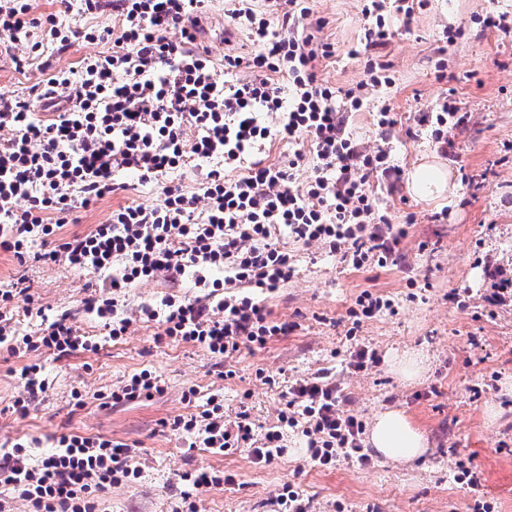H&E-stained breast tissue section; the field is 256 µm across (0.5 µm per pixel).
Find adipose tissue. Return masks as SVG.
Returning <instances> with one entry per match:
<instances>
[{
  "instance_id": "adipose-tissue-1",
  "label": "adipose tissue",
  "mask_w": 512,
  "mask_h": 512,
  "mask_svg": "<svg viewBox=\"0 0 512 512\" xmlns=\"http://www.w3.org/2000/svg\"><path fill=\"white\" fill-rule=\"evenodd\" d=\"M406 187L414 196L439 201L454 195L457 187L453 171L436 158H424L408 170ZM368 442L388 461L409 462L422 456L428 441L421 429L400 409L378 412L372 422Z\"/></svg>"
}]
</instances>
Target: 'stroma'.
<instances>
[{
  "mask_svg": "<svg viewBox=\"0 0 512 512\" xmlns=\"http://www.w3.org/2000/svg\"><path fill=\"white\" fill-rule=\"evenodd\" d=\"M367 4L311 0L313 14L300 24L315 42L334 47L332 57L315 61L320 79L345 90L364 87L366 104L353 114L349 132L365 149L391 147L401 169L432 152L464 175L455 195L440 203L415 197L402 182L373 183L389 223L408 226L398 246L404 264L355 271L321 247L284 240L296 275L265 304L274 319L298 322V329L220 361L191 342L156 343L155 326L137 319L142 303L198 296L191 279L173 285L160 276L127 289L120 302L132 324L123 340L112 343L82 310L84 298L101 291V281L62 264L22 265L0 251V289L24 278L41 305L70 313L99 344L60 360L44 351L18 356L0 349V445L31 439L32 463L69 432L135 446L140 478L101 493L100 512H178L179 476L200 467L236 476L235 485L198 490L201 512H275V497L286 484L311 500L313 512H471L478 500L492 512H512V303L489 305L484 275L490 262L512 268V37L487 24L498 17L512 23V0H413L410 21L390 17L395 38L369 52ZM229 7L228 0H209L202 18L201 41L218 65L225 55L252 51L245 31L225 35ZM370 58L386 65L391 85L364 86ZM447 95L467 121L441 144L414 118ZM385 103L398 114L387 137L376 116ZM366 289L393 299L397 311L366 321L357 334L378 351L380 364L346 374L340 354L349 345L347 310ZM405 350L430 357L418 381H403L390 369L392 356ZM31 363L42 365L50 387L22 417L12 404L22 391L18 371ZM145 369L161 381L163 394L101 404L100 394ZM321 370L338 373L345 411L364 422L386 408L404 410L427 437L426 453L410 462L378 457L365 469L341 462L323 471L310 464L305 437L291 432L286 454L261 466L245 450L224 456L187 450L171 427L178 415L202 411L214 394L223 397L225 414L245 405L257 425L272 426L288 386ZM267 374L273 383H264ZM468 459L481 473L482 493L454 479L458 461Z\"/></svg>",
  "mask_w": 512,
  "mask_h": 512,
  "instance_id": "stroma-1",
  "label": "stroma"
}]
</instances>
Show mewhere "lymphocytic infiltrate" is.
Listing matches in <instances>:
<instances>
[{
  "instance_id": "obj_1",
  "label": "lymphocytic infiltrate",
  "mask_w": 512,
  "mask_h": 512,
  "mask_svg": "<svg viewBox=\"0 0 512 512\" xmlns=\"http://www.w3.org/2000/svg\"><path fill=\"white\" fill-rule=\"evenodd\" d=\"M365 10L367 47L386 46L394 31L385 9L411 16L407 0H371ZM288 11H281V4ZM78 13L112 9L113 27L72 30L55 15L33 17L29 0H0V34L24 45L16 67L37 73L31 98L0 97V250L103 278L108 294L86 299V313L102 320L118 341L131 324L118 297L158 276L193 278L202 295L147 302L139 318L155 324L156 342H192L217 357L261 349L296 330L272 319L263 297L292 281L296 268L275 242L318 245L355 270L386 266L405 225L387 223L370 183L400 179L387 149L360 147L347 131L350 112L364 104L356 90L340 91L317 76V57L331 45L313 44L298 31L311 12L306 0H272L267 11L234 0L226 32L246 31L253 45L244 57L228 55L216 67L199 45L205 0H76ZM281 19H273V11ZM108 42L111 50L57 69L46 53L67 52L75 41ZM292 145L288 159L268 161L266 145ZM311 159V174L296 184L294 171ZM205 167L200 187L187 191L175 171ZM153 186L157 203L131 200L107 222L82 234L62 235L77 209L126 190L121 174ZM40 318V336L19 335L15 307ZM394 302L365 290L348 310L352 343L347 371L377 366L375 349L356 342L364 321L393 312ZM0 347L12 353L44 349L64 358L95 350L70 315H49L29 288L0 290ZM340 383L320 371L297 380L284 395L276 426L258 432L247 410L225 418L210 396L201 413L174 418L188 448L225 455L248 449L254 463L284 456L285 429H300L314 467L340 460L370 467L365 425L345 413ZM28 443L0 448V488L26 501L31 512H96L101 492L139 478L129 444L64 433L38 464Z\"/></svg>"
}]
</instances>
